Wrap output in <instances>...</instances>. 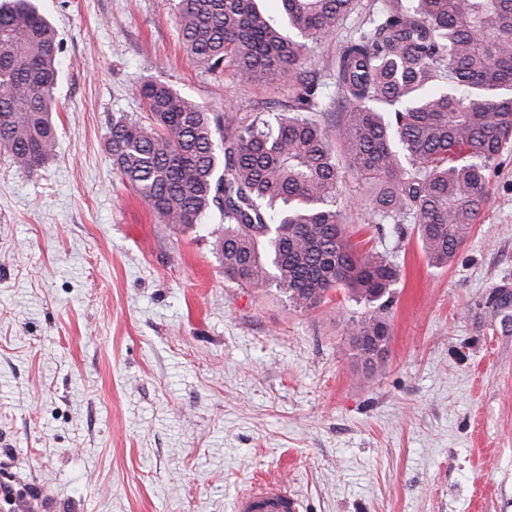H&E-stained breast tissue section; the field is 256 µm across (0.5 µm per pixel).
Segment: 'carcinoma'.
I'll return each instance as SVG.
<instances>
[{
  "mask_svg": "<svg viewBox=\"0 0 512 512\" xmlns=\"http://www.w3.org/2000/svg\"><path fill=\"white\" fill-rule=\"evenodd\" d=\"M260 0H177L190 59L217 79L297 80L288 111L266 120L212 112L160 80L136 91L140 119L112 120L108 150L121 180L166 224L224 220V273L273 284L300 310L342 290L364 306L345 320L362 371L382 362L399 269L347 230L349 182L370 191L372 224L417 226L428 262H452L488 200V171L512 143V0H383L341 41L330 71L342 108L322 127L305 78L308 42L332 36L357 0H281L296 41ZM54 28L33 0H0V152L34 170L53 153Z\"/></svg>",
  "mask_w": 512,
  "mask_h": 512,
  "instance_id": "obj_1",
  "label": "carcinoma"
}]
</instances>
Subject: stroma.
<instances>
[{
  "instance_id": "1",
  "label": "stroma",
  "mask_w": 512,
  "mask_h": 512,
  "mask_svg": "<svg viewBox=\"0 0 512 512\" xmlns=\"http://www.w3.org/2000/svg\"><path fill=\"white\" fill-rule=\"evenodd\" d=\"M310 43L322 125L328 66L362 15ZM176 0H35L63 42L55 152L33 172L0 153V512H235L279 479L300 512H512V146L445 267L348 212L401 267L385 361L364 378L343 292L300 311L224 274L218 212L160 221L115 174L114 116L158 79L215 111L273 120L292 82L218 80L187 57Z\"/></svg>"
}]
</instances>
